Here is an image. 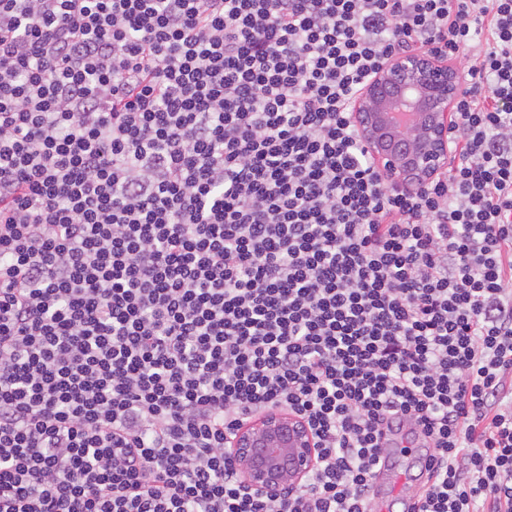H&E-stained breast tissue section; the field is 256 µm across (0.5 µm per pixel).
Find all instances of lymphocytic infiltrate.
Listing matches in <instances>:
<instances>
[{
	"label": "lymphocytic infiltrate",
	"instance_id": "lymphocytic-infiltrate-1",
	"mask_svg": "<svg viewBox=\"0 0 512 512\" xmlns=\"http://www.w3.org/2000/svg\"><path fill=\"white\" fill-rule=\"evenodd\" d=\"M420 51L466 87L406 190L351 102ZM406 427L409 512H512V0H0V512H368ZM315 442L304 420L275 408L243 424L230 453L242 483L256 496L274 497L303 482L315 463Z\"/></svg>",
	"mask_w": 512,
	"mask_h": 512
}]
</instances>
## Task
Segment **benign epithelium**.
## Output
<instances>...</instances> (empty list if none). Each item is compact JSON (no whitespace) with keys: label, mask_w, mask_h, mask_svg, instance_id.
I'll list each match as a JSON object with an SVG mask.
<instances>
[{"label":"benign epithelium","mask_w":512,"mask_h":512,"mask_svg":"<svg viewBox=\"0 0 512 512\" xmlns=\"http://www.w3.org/2000/svg\"><path fill=\"white\" fill-rule=\"evenodd\" d=\"M461 71L433 55H396L366 82L352 104L353 123L388 180L414 190L448 166V125L462 90ZM242 483L274 497L303 482L315 463V438L285 409L243 424L230 449Z\"/></svg>","instance_id":"obj_1"}]
</instances>
